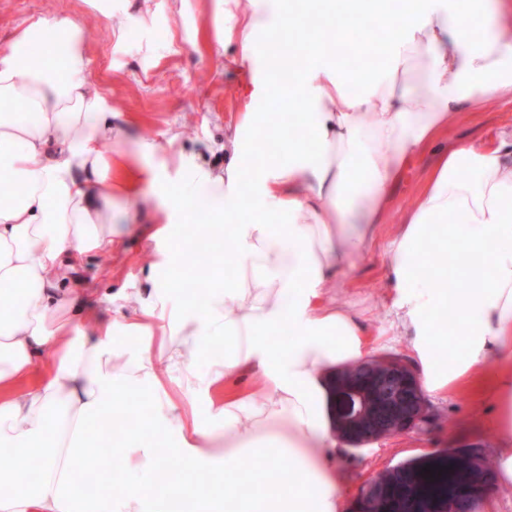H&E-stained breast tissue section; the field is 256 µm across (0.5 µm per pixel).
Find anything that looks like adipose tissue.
I'll return each instance as SVG.
<instances>
[{"label":"adipose tissue","mask_w":512,"mask_h":512,"mask_svg":"<svg viewBox=\"0 0 512 512\" xmlns=\"http://www.w3.org/2000/svg\"><path fill=\"white\" fill-rule=\"evenodd\" d=\"M344 12L320 13L317 23L338 39L353 20H379L385 38L378 69L354 71L314 44L307 65L289 72V92L303 107L298 124L315 144L283 136L267 112H247L224 141L229 163L192 173L163 204L137 191L139 175L104 157L99 145L119 140L105 97L93 90L80 25L68 18L32 20L0 52V182L15 186L0 196V447L13 458L0 471V512H221L201 497L191 476L231 477L225 496L231 512H340L332 493L339 466L332 450L331 366L363 355V327L345 307L321 305L334 271L354 266L383 223L391 187L410 156L455 124L466 107L512 100V0H480L461 11L449 0H340ZM279 0L267 10L218 9L222 43H237L251 60L254 33L279 28ZM39 41L58 53L34 62ZM359 84L348 93L350 84ZM274 138L272 153H247V143ZM136 209H160L163 222L199 205L223 223L236 248L203 281L204 306H172L167 287H153L127 312L97 326L89 340L75 336L84 322L77 295L61 283L75 256L114 243V195ZM247 210L248 221L234 220ZM389 267L403 290L393 325L410 335L427 391L490 370L489 421L497 432L495 481L512 486V134L495 148L449 145L435 161L419 198L401 223ZM287 331V344L273 342ZM141 337L126 366L128 378L150 385L159 410L136 415L124 433L131 440L175 434L166 454L143 448L147 474L130 471L125 454L102 449L113 473L112 492L79 490L92 423L124 407L112 369L116 333ZM222 358L200 368L212 341ZM458 342L452 362L435 356ZM168 373L159 376L157 363ZM246 368L261 369L266 396L238 398L218 408L223 432L204 421L192 402L200 390L223 386ZM288 408L287 424L276 418ZM265 420L263 431L244 430L239 414ZM178 459L189 478L167 476ZM271 472L277 495L255 497L249 488Z\"/></svg>","instance_id":"1"}]
</instances>
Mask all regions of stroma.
<instances>
[{
    "mask_svg": "<svg viewBox=\"0 0 512 512\" xmlns=\"http://www.w3.org/2000/svg\"><path fill=\"white\" fill-rule=\"evenodd\" d=\"M213 12V0H192L184 12L177 11L174 0H0V50L34 18L76 19L91 59L88 80L108 99L112 120L123 132L121 143L104 142L100 149L108 157L124 152L138 163L139 190L156 195L181 184L194 168L223 166L224 138L241 113L282 114L283 134L295 133L291 114L296 104L289 93L280 87L262 90L268 59L258 53L244 63L235 44L219 45ZM511 130L512 102L490 100L465 112L446 139L490 145ZM168 131L177 135L174 161L160 154L141 155L143 144L162 139ZM433 158L429 150L409 159L392 189L387 220L366 254L340 273L337 289L322 296L323 303H337L357 314L365 354L412 356L409 337L396 335L391 327L401 291L388 269L387 252L398 224L426 184ZM117 208L123 213L113 226L117 250L88 253L68 282L95 321L115 316L111 298H133L149 289L151 272L166 269L168 243L186 236L185 224L176 222L168 225L165 237H154L153 214H130L125 198ZM488 379V373L480 372L462 378L452 390L426 393L430 420L418 429L362 448L339 443L342 512H357L360 490L376 473L414 457L444 448L493 452L495 433L474 419ZM244 394L263 399L260 371L225 380L223 391L199 393L197 405L208 416L223 397Z\"/></svg>",
    "mask_w": 512,
    "mask_h": 512,
    "instance_id": "stroma-1",
    "label": "stroma"
}]
</instances>
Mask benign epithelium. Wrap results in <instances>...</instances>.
Returning a JSON list of instances; mask_svg holds the SVG:
<instances>
[{
  "label": "benign epithelium",
  "mask_w": 512,
  "mask_h": 512,
  "mask_svg": "<svg viewBox=\"0 0 512 512\" xmlns=\"http://www.w3.org/2000/svg\"><path fill=\"white\" fill-rule=\"evenodd\" d=\"M333 420L337 437L355 447L410 430L426 422L420 378L399 355H373L332 374ZM462 482L431 494L420 471L399 464L373 478L362 493L360 512H480L494 490L487 457L475 452Z\"/></svg>",
  "instance_id": "benign-epithelium-1"
}]
</instances>
